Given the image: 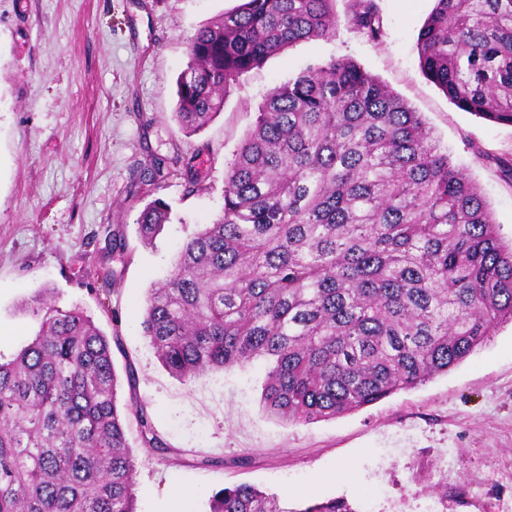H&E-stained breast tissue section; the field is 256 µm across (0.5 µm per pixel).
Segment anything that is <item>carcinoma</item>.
<instances>
[{"label":"carcinoma","mask_w":512,"mask_h":512,"mask_svg":"<svg viewBox=\"0 0 512 512\" xmlns=\"http://www.w3.org/2000/svg\"><path fill=\"white\" fill-rule=\"evenodd\" d=\"M334 0H243L194 31L177 77L188 133L268 57L333 36ZM417 36L421 70L466 112L512 123V0H434ZM352 24L382 34L374 0ZM157 184L172 170L151 157ZM170 222L156 199L143 243ZM109 252L128 261L124 238ZM40 328L0 361V512H137V426L157 460L180 459L136 394L121 392L112 347L79 307L40 296ZM512 322V245L478 187L421 114L348 58L271 88L224 177L223 206L184 241L141 322L163 367L188 383L269 360L264 410L288 424L332 419L448 372ZM210 512H356L343 499L303 509L242 483Z\"/></svg>","instance_id":"obj_1"}]
</instances>
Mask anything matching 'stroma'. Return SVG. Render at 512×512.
I'll return each instance as SVG.
<instances>
[{"instance_id": "1", "label": "stroma", "mask_w": 512, "mask_h": 512, "mask_svg": "<svg viewBox=\"0 0 512 512\" xmlns=\"http://www.w3.org/2000/svg\"><path fill=\"white\" fill-rule=\"evenodd\" d=\"M382 36L369 40L335 0L334 36L287 47L231 85L224 107L194 134L177 122L175 80L187 40L238 0H0V356L39 328L24 305L38 289L84 308L120 334L137 395L156 430L183 453L162 463L128 438L138 461L137 512H173L192 493L249 483L300 504L346 498L359 512H512V322L417 388L310 424L262 408L266 363L209 371L182 383L161 365L141 318L195 225L223 205L224 173L254 126L264 95L308 67L348 58L420 112L441 148L480 189L504 243L512 242V124L458 109L419 68L416 38L434 0H375ZM198 156L205 188L181 177L156 186L150 156ZM163 198L171 221L153 245L138 239L143 207ZM121 228L132 259L117 280L87 279L106 263L105 228ZM204 456L220 466L198 465ZM248 465H237L239 457Z\"/></svg>"}]
</instances>
